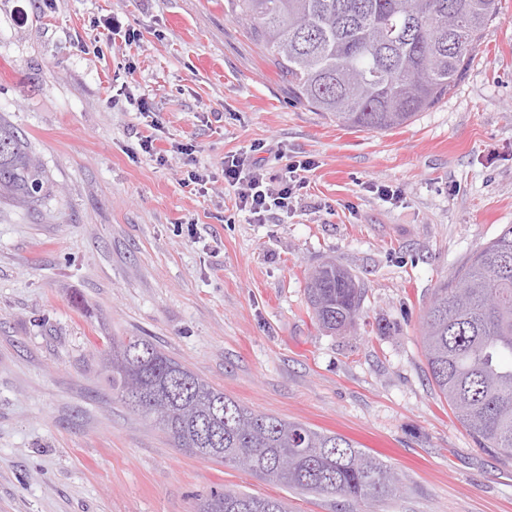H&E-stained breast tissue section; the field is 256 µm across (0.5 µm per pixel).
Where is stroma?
<instances>
[{"label":"stroma","instance_id":"obj_1","mask_svg":"<svg viewBox=\"0 0 512 512\" xmlns=\"http://www.w3.org/2000/svg\"><path fill=\"white\" fill-rule=\"evenodd\" d=\"M109 18L138 40L113 41ZM0 120L44 183L37 203L0 198V512H196L220 488L290 512H512V462L438 396L419 333L434 288L512 225V0L456 88L385 133L297 104L224 0H0ZM228 153L275 179L312 166L253 224ZM327 259L365 287L335 334L305 291ZM126 336L255 412L351 439L396 495L350 502L179 451L106 379Z\"/></svg>","mask_w":512,"mask_h":512}]
</instances>
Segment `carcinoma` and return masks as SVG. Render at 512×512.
<instances>
[{
    "label": "carcinoma",
    "instance_id": "1",
    "mask_svg": "<svg viewBox=\"0 0 512 512\" xmlns=\"http://www.w3.org/2000/svg\"><path fill=\"white\" fill-rule=\"evenodd\" d=\"M299 104L361 131L386 132L435 106L463 78L499 0H224ZM43 182L24 141L0 122V193ZM319 326L357 318L363 288L329 260L308 277ZM431 381L482 448L512 460V225L434 289L422 318ZM133 360L107 370L121 400L181 448L288 488L363 501L393 494L390 468L339 434L256 414L143 336L112 342ZM291 459L286 469L281 458ZM197 512H287L279 499L210 492Z\"/></svg>",
    "mask_w": 512,
    "mask_h": 512
}]
</instances>
